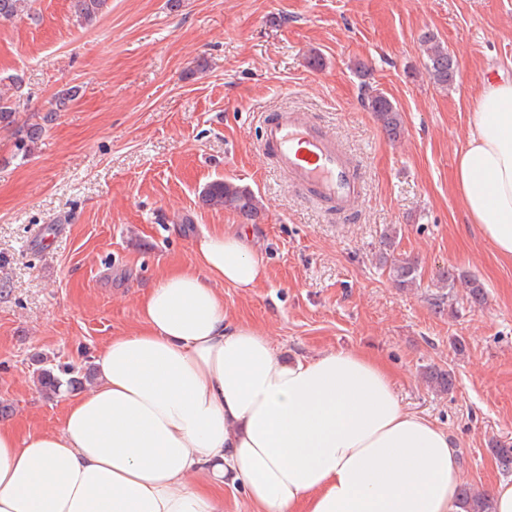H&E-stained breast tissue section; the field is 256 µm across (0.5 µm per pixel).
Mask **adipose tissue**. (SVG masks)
<instances>
[{
    "label": "adipose tissue",
    "mask_w": 512,
    "mask_h": 512,
    "mask_svg": "<svg viewBox=\"0 0 512 512\" xmlns=\"http://www.w3.org/2000/svg\"><path fill=\"white\" fill-rule=\"evenodd\" d=\"M454 180L470 223L512 260V80L477 89ZM197 265L168 269L138 328L98 351L59 428L0 426V512H463L448 433L405 409L383 359L284 356L232 320L223 286L266 279L250 227L203 230Z\"/></svg>",
    "instance_id": "adipose-tissue-1"
}]
</instances>
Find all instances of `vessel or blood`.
Returning a JSON list of instances; mask_svg holds the SVG:
<instances>
[{"instance_id":"b4317fda","label":"vessel or blood","mask_w":512,"mask_h":512,"mask_svg":"<svg viewBox=\"0 0 512 512\" xmlns=\"http://www.w3.org/2000/svg\"><path fill=\"white\" fill-rule=\"evenodd\" d=\"M259 148L290 183L338 212H353L363 185L349 154L306 112L283 109L261 119Z\"/></svg>"}]
</instances>
